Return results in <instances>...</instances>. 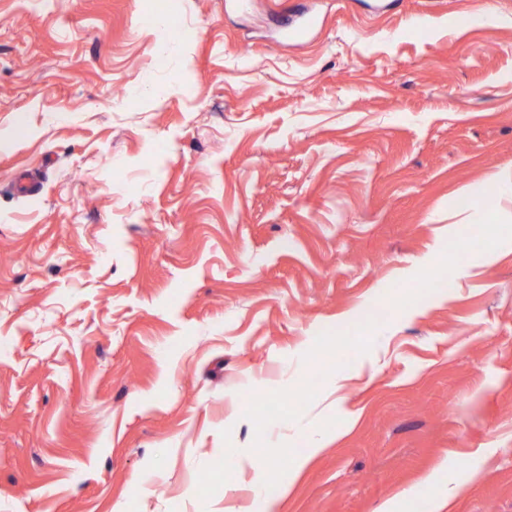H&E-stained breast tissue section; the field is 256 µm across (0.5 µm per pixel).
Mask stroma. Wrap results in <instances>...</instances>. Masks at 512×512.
Returning <instances> with one entry per match:
<instances>
[{"label": "stroma", "instance_id": "obj_1", "mask_svg": "<svg viewBox=\"0 0 512 512\" xmlns=\"http://www.w3.org/2000/svg\"><path fill=\"white\" fill-rule=\"evenodd\" d=\"M374 3L0 0V512H512V0ZM258 456L255 455H247L245 457H237V456H226L224 454V464L227 465L234 471H239V473L244 476L247 472V464L249 468L253 471L254 477L251 479L252 489L254 492V498L261 501L263 505V510L265 512H275L277 507V502L272 499H268L264 495V478L265 475H260L257 472Z\"/></svg>", "mask_w": 512, "mask_h": 512}]
</instances>
